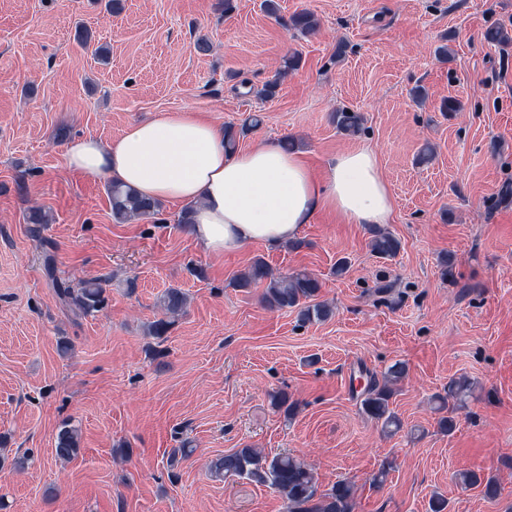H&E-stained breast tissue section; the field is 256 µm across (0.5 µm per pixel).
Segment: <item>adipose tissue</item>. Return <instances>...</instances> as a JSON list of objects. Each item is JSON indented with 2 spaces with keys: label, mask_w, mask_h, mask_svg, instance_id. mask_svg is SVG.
Masks as SVG:
<instances>
[{
  "label": "adipose tissue",
  "mask_w": 512,
  "mask_h": 512,
  "mask_svg": "<svg viewBox=\"0 0 512 512\" xmlns=\"http://www.w3.org/2000/svg\"><path fill=\"white\" fill-rule=\"evenodd\" d=\"M64 161L70 171L189 206L194 237L215 255L286 243L322 211L350 224H388L395 209L370 148L348 149L316 174L274 141L225 153L223 127L192 109L133 123L109 142L75 138Z\"/></svg>",
  "instance_id": "1"
}]
</instances>
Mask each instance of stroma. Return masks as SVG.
Returning a JSON list of instances; mask_svg holds the SVG:
<instances>
[{"mask_svg": "<svg viewBox=\"0 0 512 512\" xmlns=\"http://www.w3.org/2000/svg\"><path fill=\"white\" fill-rule=\"evenodd\" d=\"M106 2L0 0L6 512H286L271 487L210 477L212 458L246 444L304 459L319 489L350 482L355 512H428L436 494L447 512H512V199H500L512 188V41L484 38L491 27L512 33V0H279L278 20L262 0H235L228 15L221 0H120L115 14ZM299 12L317 18L314 34L282 25ZM81 24L93 34L87 48ZM293 52L298 69L273 98L256 97ZM449 98L460 108L446 114ZM184 108L222 126L260 115L239 149L292 140L317 170L351 147L373 149L399 254L376 257L370 227L327 212L299 248L255 242L221 255L185 231L178 204L116 223L107 179L66 168L67 139L108 142ZM341 110L363 115L359 134L337 130ZM426 144L435 158L422 166ZM35 209L49 223L29 224ZM259 256L277 272L316 274L332 317L304 325L295 310L265 308L261 287H230ZM342 257L350 268L339 276ZM93 277L105 281L103 308L63 309L53 280ZM173 287L188 294L187 312L158 343L145 327ZM397 362L408 369L390 401L401 428L386 436L362 412V391ZM460 375L475 387L445 433L433 398ZM281 391L294 414L273 406ZM67 420L81 451L61 462L55 439ZM185 441L191 455L169 467ZM461 470L494 478L497 496L457 484Z\"/></svg>", "mask_w": 512, "mask_h": 512, "instance_id": "obj_1", "label": "stroma"}]
</instances>
